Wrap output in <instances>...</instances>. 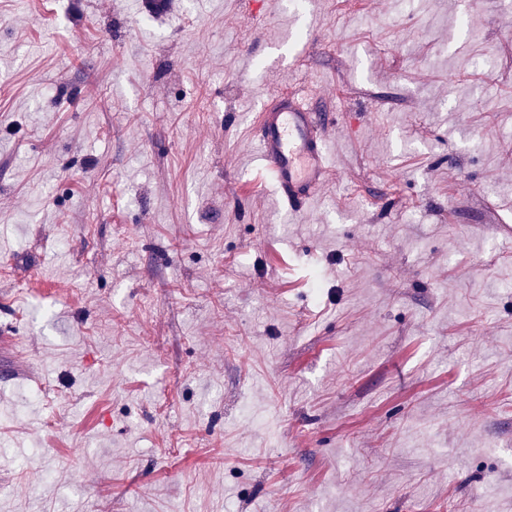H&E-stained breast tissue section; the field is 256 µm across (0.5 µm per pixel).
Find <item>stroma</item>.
Returning a JSON list of instances; mask_svg holds the SVG:
<instances>
[{
    "instance_id": "stroma-1",
    "label": "stroma",
    "mask_w": 512,
    "mask_h": 512,
    "mask_svg": "<svg viewBox=\"0 0 512 512\" xmlns=\"http://www.w3.org/2000/svg\"><path fill=\"white\" fill-rule=\"evenodd\" d=\"M1 310L0 512H512V0H0ZM308 102L305 89H291L277 110L263 113L261 129L255 136L280 200L295 212L315 201L333 174L327 145L331 125L322 122Z\"/></svg>"
}]
</instances>
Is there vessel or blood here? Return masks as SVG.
I'll use <instances>...</instances> for the list:
<instances>
[{
    "label": "vessel or blood",
    "instance_id": "b4317fda",
    "mask_svg": "<svg viewBox=\"0 0 512 512\" xmlns=\"http://www.w3.org/2000/svg\"><path fill=\"white\" fill-rule=\"evenodd\" d=\"M306 90H290L276 110L264 113L255 137L263 165L281 201L299 212L316 200L333 174L328 152L331 128L308 105Z\"/></svg>",
    "mask_w": 512,
    "mask_h": 512
}]
</instances>
